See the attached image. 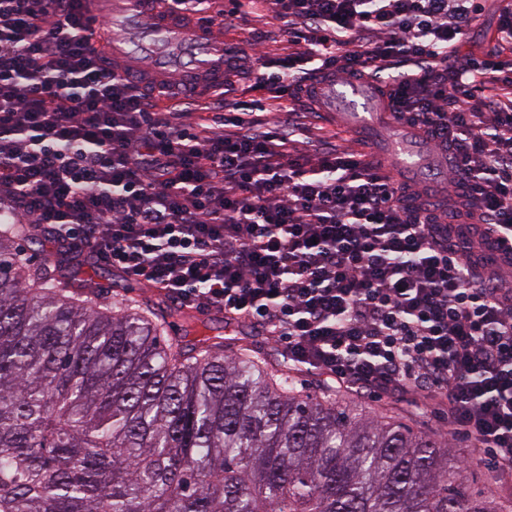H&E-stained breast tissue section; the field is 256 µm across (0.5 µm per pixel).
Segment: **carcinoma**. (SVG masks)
<instances>
[{
  "label": "carcinoma",
  "instance_id": "obj_1",
  "mask_svg": "<svg viewBox=\"0 0 512 512\" xmlns=\"http://www.w3.org/2000/svg\"><path fill=\"white\" fill-rule=\"evenodd\" d=\"M0 224V512H512L447 437L66 295Z\"/></svg>",
  "mask_w": 512,
  "mask_h": 512
}]
</instances>
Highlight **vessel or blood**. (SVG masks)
I'll list each match as a JSON object with an SVG mask.
<instances>
[{
    "instance_id": "b4317fda",
    "label": "vessel or blood",
    "mask_w": 512,
    "mask_h": 512,
    "mask_svg": "<svg viewBox=\"0 0 512 512\" xmlns=\"http://www.w3.org/2000/svg\"><path fill=\"white\" fill-rule=\"evenodd\" d=\"M82 11L105 17L123 74L173 73L191 84L224 77L227 43L183 26L173 14L150 11L147 0H85Z\"/></svg>"
}]
</instances>
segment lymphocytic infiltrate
<instances>
[{
  "label": "lymphocytic infiltrate",
  "instance_id": "lymphocytic-infiltrate-1",
  "mask_svg": "<svg viewBox=\"0 0 512 512\" xmlns=\"http://www.w3.org/2000/svg\"><path fill=\"white\" fill-rule=\"evenodd\" d=\"M78 2L0 0V213L258 329L294 371L445 412L511 487L512 0L478 62L459 47L483 0H152L228 32L258 4L287 32L239 40L213 90L117 75ZM318 77L371 88L437 186L327 127Z\"/></svg>",
  "mask_w": 512,
  "mask_h": 512
}]
</instances>
